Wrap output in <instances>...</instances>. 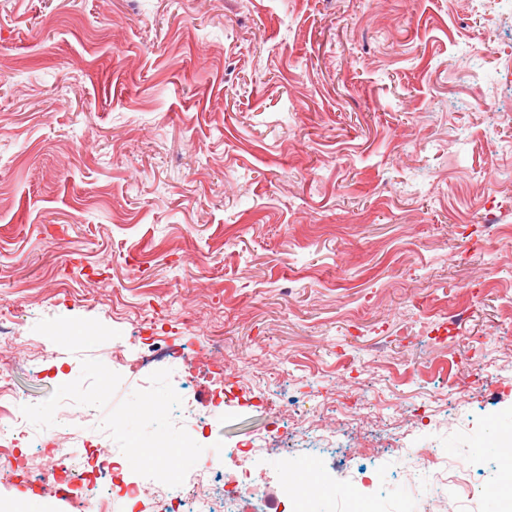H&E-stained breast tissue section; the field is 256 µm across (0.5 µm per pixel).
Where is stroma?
<instances>
[{
    "mask_svg": "<svg viewBox=\"0 0 512 512\" xmlns=\"http://www.w3.org/2000/svg\"><path fill=\"white\" fill-rule=\"evenodd\" d=\"M509 145L512 0H0L22 512H81L42 490L56 450L148 479L157 445L191 470L250 442L268 512L314 449L306 512H425L399 448L475 454L444 512H502Z\"/></svg>",
    "mask_w": 512,
    "mask_h": 512,
    "instance_id": "1",
    "label": "stroma"
}]
</instances>
